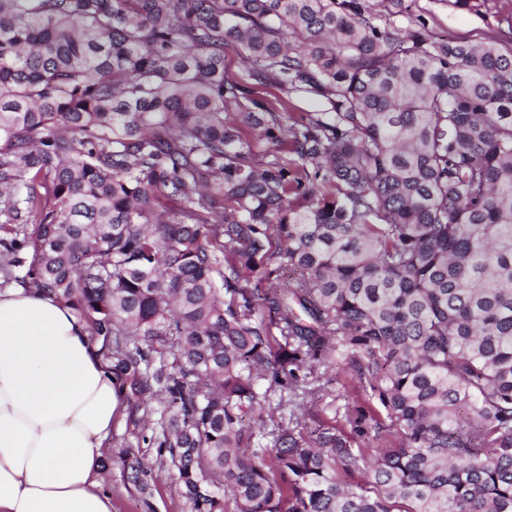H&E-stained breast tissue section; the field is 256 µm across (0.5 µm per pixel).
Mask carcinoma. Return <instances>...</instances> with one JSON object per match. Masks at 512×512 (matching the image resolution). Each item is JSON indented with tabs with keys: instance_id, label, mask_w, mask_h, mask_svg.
<instances>
[{
	"instance_id": "obj_1",
	"label": "carcinoma",
	"mask_w": 512,
	"mask_h": 512,
	"mask_svg": "<svg viewBox=\"0 0 512 512\" xmlns=\"http://www.w3.org/2000/svg\"><path fill=\"white\" fill-rule=\"evenodd\" d=\"M0 245L131 422L158 401L141 493L144 445L195 512H512V48L364 0H0ZM339 355L385 419L280 414Z\"/></svg>"
}]
</instances>
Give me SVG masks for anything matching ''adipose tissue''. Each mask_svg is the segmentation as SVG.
I'll list each match as a JSON object with an SVG mask.
<instances>
[{"mask_svg":"<svg viewBox=\"0 0 512 512\" xmlns=\"http://www.w3.org/2000/svg\"><path fill=\"white\" fill-rule=\"evenodd\" d=\"M120 398L85 319L0 290V512H112L101 450Z\"/></svg>","mask_w":512,"mask_h":512,"instance_id":"1","label":"adipose tissue"}]
</instances>
